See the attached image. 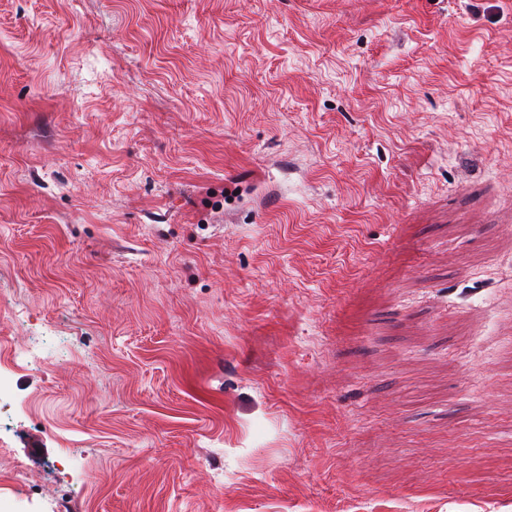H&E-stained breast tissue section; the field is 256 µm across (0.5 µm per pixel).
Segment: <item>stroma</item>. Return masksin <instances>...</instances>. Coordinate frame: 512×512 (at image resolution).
Listing matches in <instances>:
<instances>
[{
    "instance_id": "35a3bbf8",
    "label": "stroma",
    "mask_w": 512,
    "mask_h": 512,
    "mask_svg": "<svg viewBox=\"0 0 512 512\" xmlns=\"http://www.w3.org/2000/svg\"><path fill=\"white\" fill-rule=\"evenodd\" d=\"M0 340L9 512H512V0H0Z\"/></svg>"
}]
</instances>
